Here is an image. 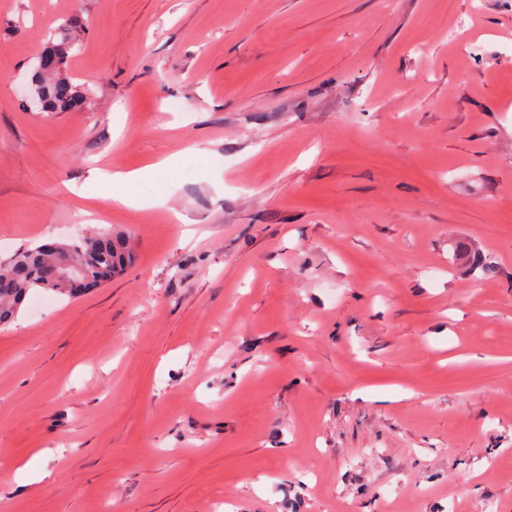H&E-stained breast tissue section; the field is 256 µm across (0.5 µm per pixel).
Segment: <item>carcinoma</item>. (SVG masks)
<instances>
[{"label": "carcinoma", "instance_id": "cac0c4a2", "mask_svg": "<svg viewBox=\"0 0 512 512\" xmlns=\"http://www.w3.org/2000/svg\"><path fill=\"white\" fill-rule=\"evenodd\" d=\"M80 31L82 26L71 20L62 23L51 34L45 52L53 57L54 67L33 73L31 79L30 97L42 112H66L82 104L80 90L66 74V62L78 45ZM60 250L69 253L87 276L106 284L122 273L130 262L124 234L110 229L82 236L57 250H42L37 246L19 251L0 267V326H7L18 318L32 291L41 289L66 297L80 294V289L74 285L56 283L48 278V267L55 262Z\"/></svg>", "mask_w": 512, "mask_h": 512}]
</instances>
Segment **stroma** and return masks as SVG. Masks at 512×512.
<instances>
[{
  "label": "stroma",
  "instance_id": "obj_1",
  "mask_svg": "<svg viewBox=\"0 0 512 512\" xmlns=\"http://www.w3.org/2000/svg\"><path fill=\"white\" fill-rule=\"evenodd\" d=\"M101 227L0 329V512H512V0H0V264ZM82 29L77 21L71 20L62 23L51 34L49 46L43 53L53 57L54 67L48 71H35L31 79L30 97L37 102L40 112H66L82 104L81 92L65 70L70 52L79 44ZM140 177L139 171L114 170L112 174L99 173L95 175V180L99 194L103 197H109L112 189V199L126 206H133V202L123 196L114 193V188L119 185H128L136 182ZM108 237L112 238V243L107 245ZM59 244L63 246L54 250L40 251L42 244L18 251L0 267V326H7L18 318L26 297L32 291L41 289L66 297L80 294V288L73 284H60L48 278V267L55 262L59 251L69 253L80 266L63 259L54 267L53 280L65 282H75L83 274V268L87 276L106 285L130 262L124 234L111 229L82 236L70 244Z\"/></svg>",
  "mask_w": 512,
  "mask_h": 512
}]
</instances>
